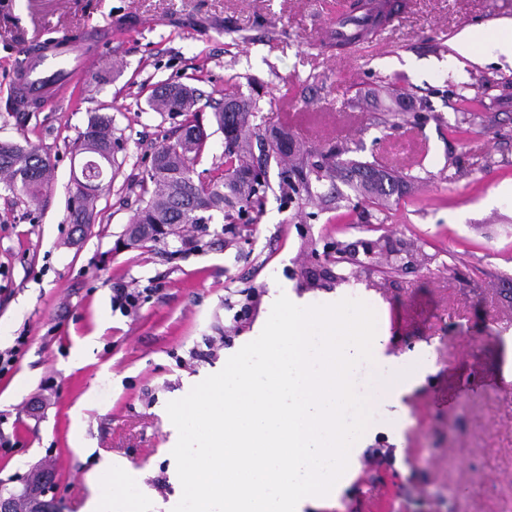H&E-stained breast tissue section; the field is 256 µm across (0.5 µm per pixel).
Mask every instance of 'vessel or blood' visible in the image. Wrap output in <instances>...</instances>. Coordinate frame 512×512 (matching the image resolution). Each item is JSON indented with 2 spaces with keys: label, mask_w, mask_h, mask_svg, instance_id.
Wrapping results in <instances>:
<instances>
[{
  "label": "vessel or blood",
  "mask_w": 512,
  "mask_h": 512,
  "mask_svg": "<svg viewBox=\"0 0 512 512\" xmlns=\"http://www.w3.org/2000/svg\"><path fill=\"white\" fill-rule=\"evenodd\" d=\"M111 37V27L105 26L69 38L40 39L24 48L12 72L16 106L25 110L47 102L59 90L60 73L97 62Z\"/></svg>",
  "instance_id": "vessel-or-blood-1"
}]
</instances>
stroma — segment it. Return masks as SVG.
<instances>
[{
  "label": "stroma",
  "instance_id": "35a3bbf8",
  "mask_svg": "<svg viewBox=\"0 0 512 512\" xmlns=\"http://www.w3.org/2000/svg\"><path fill=\"white\" fill-rule=\"evenodd\" d=\"M405 13L347 52L333 47L345 0H0V141L39 148L54 169L38 198L0 191V482L18 489L55 470L60 512H84L103 456L123 466L105 485L134 487L140 512H172L182 487L166 406L221 371L249 342L271 286L321 304L341 296L376 313L387 354L420 371L375 427L336 498L303 512H512V63L474 64L512 0H409ZM111 26L103 63L65 77L41 109L15 106L18 47ZM263 84L259 122L288 125L307 149L348 145L350 159L404 181L381 209L343 180L334 199L266 195L260 218L210 225L197 247L117 248L145 198L154 149L180 117L151 111L157 82L203 91ZM424 104L386 121L391 89ZM109 114L123 148L111 191L83 237L68 224L84 162L72 146ZM363 242L414 246L404 271L336 260ZM139 301L115 308V289ZM24 346H17L18 337Z\"/></svg>",
  "mask_w": 512,
  "mask_h": 512
}]
</instances>
